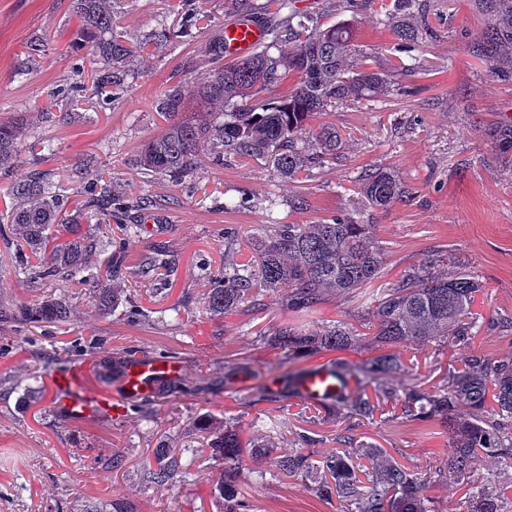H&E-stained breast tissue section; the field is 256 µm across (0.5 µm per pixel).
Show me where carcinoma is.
<instances>
[{"label":"carcinoma","instance_id":"carcinoma-1","mask_svg":"<svg viewBox=\"0 0 512 512\" xmlns=\"http://www.w3.org/2000/svg\"><path fill=\"white\" fill-rule=\"evenodd\" d=\"M269 4L275 6L274 14L286 13V23H272L267 41L251 54L226 63L224 35L210 42L211 69L190 91L197 103L195 112L182 116L185 96L180 86L166 92L159 106L169 123L141 150L143 170L176 182L197 173L205 158L222 165L224 156L233 155L270 161L292 179L325 164L341 145L336 127L322 124L314 130V118L338 103L369 105L391 94L390 74L358 48L352 21L309 25L307 15L294 8L293 0H269ZM479 6L485 28L471 45L472 53L492 62L496 72L512 76V0H479ZM420 7V0H389L384 5L396 51L409 59L398 66L405 77L417 70L412 51L432 34ZM72 9L78 19L76 44L93 58V87L101 93L116 84L112 66L127 58L131 49L125 35L112 26V0H72ZM283 42L290 45L286 53L280 49ZM290 76L295 84L286 94L251 104L253 98ZM29 129L26 115L0 120V172L12 168ZM308 133L315 141L313 148L299 145ZM492 139L501 153L512 150V128L494 129ZM358 188L373 209L410 200L408 191L386 168L364 171L358 177ZM87 194L84 210L89 218L98 224L111 223L112 184L101 183L97 176L88 182ZM12 196L11 213L6 215L10 228H0V233L10 232L40 256L36 265L19 261L18 273L37 285L67 280L84 272L99 248L109 252L105 275L112 286L96 289L95 296L104 310L118 305L126 279L125 239H98L79 218L63 217L58 193L42 172L13 184ZM53 224L64 225L65 239L51 246L47 231ZM373 230L374 225L358 224L344 215L315 224H272L267 237L258 241V261L251 265L229 258L235 253L238 232L226 227L224 268L209 275L207 309L215 315L240 307L255 309L262 306L261 292L277 289L286 294L288 308L294 311L312 310L329 294H353L383 276L382 248ZM479 288L476 280L437 250L421 266L382 284L374 310V340L383 347L465 345L478 328L480 314L472 312V305ZM72 317L73 307L64 296L0 306V326L16 329L31 324L61 327ZM356 340L355 331L343 322L315 332L287 324L271 337L276 348L301 357L345 351ZM78 352L95 359L96 376L108 384L122 378L124 365L134 355L129 349L114 358L91 344ZM461 362V367L448 371L443 388L424 392L409 383L390 387L382 381L387 372H406L393 352L359 364L332 360L329 367L343 388L320 407L336 411L337 417L349 422L336 437L342 449L318 465L308 451L315 439L303 434L298 436L300 447L276 458L277 470L311 481L319 497L336 498L345 504V512H438L428 495L430 483L454 485L480 459L495 462L512 457V358L492 361L470 351ZM352 379L375 384V395L350 391ZM177 392L176 382L161 379L149 395L132 401L131 408L148 419L156 405ZM489 398L494 402L491 418L484 415ZM383 401L400 405L401 417L409 421L435 420L448 433L452 452L434 475L422 478L389 459L384 450L356 440V426L373 419ZM196 429L211 457L222 464L215 489L224 502V512H254L253 502L242 495V476L267 463L272 453L269 445L258 438H245L238 427L210 416L200 418ZM182 469L181 458L173 450L155 449L154 461L144 470V490L169 485ZM471 502L469 512H503L501 495L480 485L473 487Z\"/></svg>","mask_w":512,"mask_h":512}]
</instances>
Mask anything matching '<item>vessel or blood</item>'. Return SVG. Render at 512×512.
I'll use <instances>...</instances> for the list:
<instances>
[{
	"instance_id": "1",
	"label": "vessel or blood",
	"mask_w": 512,
	"mask_h": 512,
	"mask_svg": "<svg viewBox=\"0 0 512 512\" xmlns=\"http://www.w3.org/2000/svg\"><path fill=\"white\" fill-rule=\"evenodd\" d=\"M267 31L261 24L240 19L224 29V53L228 56L249 54L264 42ZM181 367L174 361L157 358H134L127 366L118 392L101 394L87 388L84 365H73L54 380L55 405L58 411L73 420L94 415H122L127 399L140 394L156 378L177 379ZM340 387L329 367L320 366L306 373L297 385L299 396L311 403L328 401Z\"/></svg>"
}]
</instances>
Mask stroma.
<instances>
[{
	"label": "stroma",
	"mask_w": 512,
	"mask_h": 512,
	"mask_svg": "<svg viewBox=\"0 0 512 512\" xmlns=\"http://www.w3.org/2000/svg\"><path fill=\"white\" fill-rule=\"evenodd\" d=\"M184 0H112V23L132 54L122 62V86L91 92L94 64L70 45L78 20L71 0H0V118L36 113L30 139L52 141L56 152L25 150L9 176H0V214L12 202V185L43 171L68 212L85 198L83 173L102 175L122 206L154 200L129 240L124 297L112 313L95 309L91 285L54 281L28 284L15 271V243L0 237V301L18 305L65 294L74 307L70 324L0 331V512H69L77 497L124 502L134 512H221L213 495L219 466L199 453L196 419L212 415L285 449L298 433L314 437L315 459L335 452L341 425L301 399L275 400L281 376L332 360V353L293 359L268 335L281 325L322 329L339 321L360 335L344 359L379 355L367 337L375 307L368 296H329L309 312L289 310L282 295L267 293L262 307L210 314L206 270L224 264V230L263 234L271 224H311L337 214L375 225L386 278L422 264L444 249L483 286L474 312L512 319V157L497 155L484 135L488 126L512 124V79L497 76L474 56L472 42L484 29L475 0H431L435 38L418 50L420 66L408 82L411 96L393 94L378 105L336 106L317 118L334 125L343 144L334 162L291 179L271 162L228 158L206 165L182 182L143 173V145L166 126L158 104L174 86L192 89L208 72L206 49L224 26L250 14L269 21L267 0H249L246 12L229 0H194L198 20L180 34ZM381 0H368L354 23L363 52L385 68L395 64V37L381 21ZM174 38L158 41L160 28ZM47 43V55L27 56L30 43ZM81 83L88 91L71 105L58 91ZM383 166L412 192L407 203L371 209L361 205L357 177ZM165 244L169 265L141 276L140 262ZM103 339L119 353L178 352L183 393L158 406L152 420L133 411L120 418L71 421L54 406L52 372L40 351L79 363L73 344ZM425 390L459 366L462 350L443 345L397 350ZM358 440L384 448L395 461L426 475L450 453L448 435L434 422L397 417L382 405L355 431ZM166 445L181 455L183 477L143 492L142 473L154 451ZM122 454L120 470L109 469ZM248 474L243 490L256 512H343L338 500L318 497L313 485L264 465Z\"/></svg>",
	"instance_id": "stroma-1"
}]
</instances>
